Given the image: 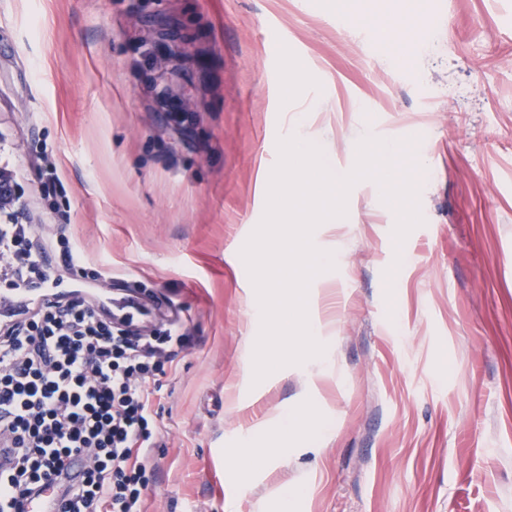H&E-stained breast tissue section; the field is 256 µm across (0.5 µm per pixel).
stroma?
<instances>
[{"mask_svg":"<svg viewBox=\"0 0 512 512\" xmlns=\"http://www.w3.org/2000/svg\"><path fill=\"white\" fill-rule=\"evenodd\" d=\"M388 2L352 0L353 27L332 0H0V169L20 190L0 225L31 226L40 247L67 220L114 302L156 326L171 299L187 328L154 402L144 512H280L296 487L292 512H512V0H437L405 66L377 43ZM150 20L190 36L183 128L141 56L163 52ZM274 42L310 77L288 102ZM294 117L336 170L358 132L420 140L424 222L396 244L395 210L356 183L340 226L313 233L335 256L308 290L332 370L257 383L240 251ZM50 169L59 214L41 195ZM307 396L311 438L241 483L226 463L239 435L276 436Z\"/></svg>","mask_w":512,"mask_h":512,"instance_id":"35a3bbf8","label":"stroma"}]
</instances>
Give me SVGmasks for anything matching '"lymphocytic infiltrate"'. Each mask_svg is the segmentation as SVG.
Listing matches in <instances>:
<instances>
[{
	"mask_svg": "<svg viewBox=\"0 0 512 512\" xmlns=\"http://www.w3.org/2000/svg\"><path fill=\"white\" fill-rule=\"evenodd\" d=\"M186 340L179 315L148 331L79 299L44 301L0 328V447L13 451L0 471V512H14L74 455L88 467L66 488L64 512H143L144 458L158 438L153 378Z\"/></svg>",
	"mask_w": 512,
	"mask_h": 512,
	"instance_id": "f902f5d3",
	"label": "lymphocytic infiltrate"
}]
</instances>
